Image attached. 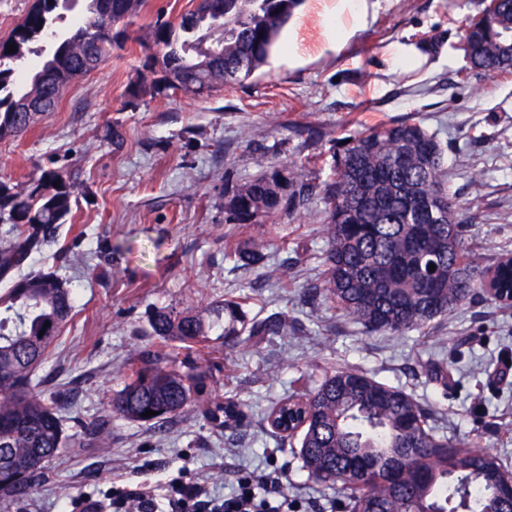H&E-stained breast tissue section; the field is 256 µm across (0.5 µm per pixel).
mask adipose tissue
<instances>
[{
  "instance_id": "1",
  "label": "adipose tissue",
  "mask_w": 512,
  "mask_h": 512,
  "mask_svg": "<svg viewBox=\"0 0 512 512\" xmlns=\"http://www.w3.org/2000/svg\"><path fill=\"white\" fill-rule=\"evenodd\" d=\"M379 0H329L323 14L325 46L342 50L374 21Z\"/></svg>"
}]
</instances>
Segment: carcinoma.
I'll use <instances>...</instances> for the list:
<instances>
[{"label": "carcinoma", "instance_id": "obj_1", "mask_svg": "<svg viewBox=\"0 0 512 512\" xmlns=\"http://www.w3.org/2000/svg\"><path fill=\"white\" fill-rule=\"evenodd\" d=\"M85 2L69 33L50 55L34 44ZM110 0H33L23 21L0 40V139L34 123V113L53 112L73 83L72 72L96 69L125 39L126 23L144 0H119L112 33L102 31ZM299 0H198L178 25L158 15L143 40L162 52L154 92L200 95L239 84L266 61ZM463 50L470 71L485 77L512 72V0H489L466 20ZM15 45L16 51L8 52ZM445 147L420 124L406 120L368 128L338 141L331 176L313 183L304 166L272 167L238 185L224 204L234 224H258L292 215L319 195L324 204L327 248L322 291L368 333L403 335L486 292L488 270L466 251V226L445 187ZM0 223L15 236L0 244V467L26 476L15 489L38 485L63 446L59 401L33 388L35 371L70 320L75 295L53 271L21 273L32 252L53 237L71 210L72 186L54 171L23 185L0 180ZM268 244L247 237L229 246L238 267L266 265ZM434 270H429L430 265ZM162 344L191 349L215 328L224 348L280 336L288 320L279 313L246 319L242 304L224 300L197 312L161 309L148 318ZM208 371H181L170 354L145 348L131 367L111 410L155 427L206 395ZM150 417L142 416L146 410ZM224 423L246 418L235 400L206 409ZM430 417L406 391L364 372L328 373L309 392L274 406L267 419L277 433L298 418V458L308 479L339 487L340 512H512L500 491L507 477L499 458L471 448L427 425Z\"/></svg>", "mask_w": 512, "mask_h": 512}]
</instances>
